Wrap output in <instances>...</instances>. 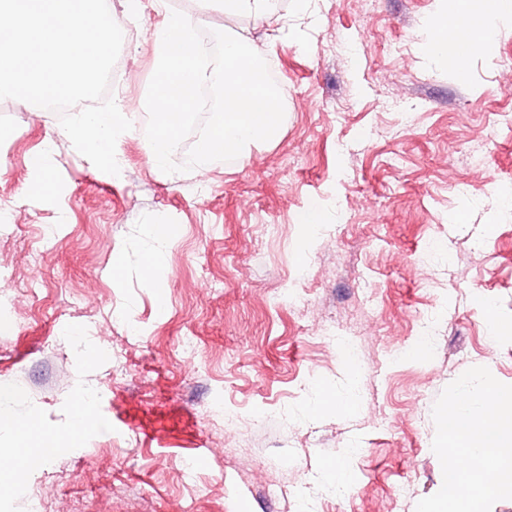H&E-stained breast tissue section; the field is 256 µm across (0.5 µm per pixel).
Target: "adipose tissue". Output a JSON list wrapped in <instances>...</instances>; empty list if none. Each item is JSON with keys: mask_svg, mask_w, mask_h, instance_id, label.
<instances>
[{"mask_svg": "<svg viewBox=\"0 0 512 512\" xmlns=\"http://www.w3.org/2000/svg\"><path fill=\"white\" fill-rule=\"evenodd\" d=\"M501 16L512 15V0H490L487 12H479L470 8H461L454 23L441 20L435 22L431 28L427 50L429 53L444 56L448 53V46L453 41V34L449 33V26L467 29L469 35V52L473 55H486L491 51L493 34L487 22L488 14Z\"/></svg>", "mask_w": 512, "mask_h": 512, "instance_id": "1", "label": "adipose tissue"}]
</instances>
